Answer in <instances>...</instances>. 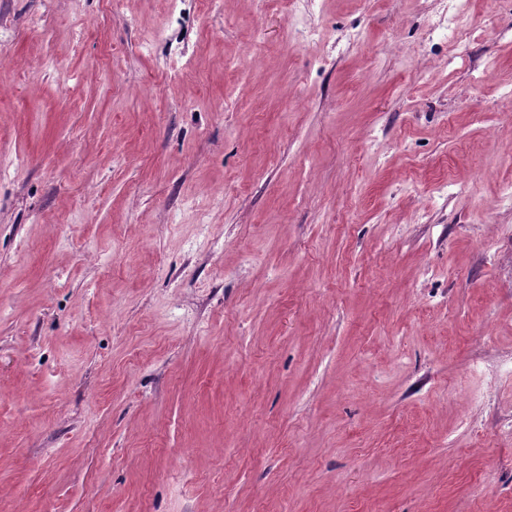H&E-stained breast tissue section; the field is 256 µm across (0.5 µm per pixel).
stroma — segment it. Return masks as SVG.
Returning <instances> with one entry per match:
<instances>
[{
	"label": "stroma",
	"instance_id": "35a3bbf8",
	"mask_svg": "<svg viewBox=\"0 0 512 512\" xmlns=\"http://www.w3.org/2000/svg\"><path fill=\"white\" fill-rule=\"evenodd\" d=\"M0 0V512H512V6Z\"/></svg>",
	"mask_w": 512,
	"mask_h": 512
}]
</instances>
